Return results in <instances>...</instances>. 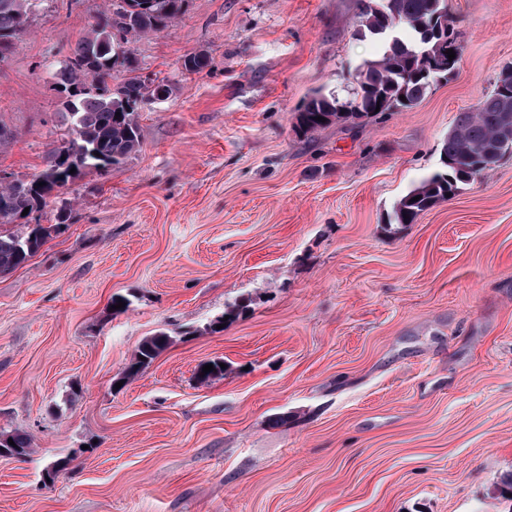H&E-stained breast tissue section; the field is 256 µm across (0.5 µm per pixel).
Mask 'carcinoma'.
I'll return each instance as SVG.
<instances>
[{"mask_svg": "<svg viewBox=\"0 0 512 512\" xmlns=\"http://www.w3.org/2000/svg\"><path fill=\"white\" fill-rule=\"evenodd\" d=\"M41 0H0V62L13 41L27 30V18ZM183 0H112L95 25L74 47L58 73L57 87L70 133L50 151L46 168L29 180L0 182V274L24 265L53 234L64 228L65 209L58 223L31 224L24 209L39 212L65 194L69 186L90 171L106 172L139 151L136 120L141 105L168 89L163 79L146 82L135 74L136 63L126 49L127 35L157 33L181 14ZM355 35L379 42L376 58L363 62L352 74V97L340 99L321 91L312 93L296 116L295 129L308 136L332 124H358L396 107L410 108L423 99L434 81L452 73L459 52L458 35L440 0H358ZM122 65L133 73L115 90L112 70ZM405 99H400V96ZM512 143V64L499 72L493 91L476 106L461 112L441 148L443 171L424 177L393 206L390 221L412 224L417 217L456 196L491 171L506 155L503 143ZM75 173H70V170ZM11 225L14 230H1ZM251 299L228 305L224 315L232 322L245 314ZM172 343L159 332L145 338L125 366L121 380L138 377ZM224 359L210 360L213 370L198 365L196 380L209 385L228 368ZM1 447L11 457L24 458L31 440L18 432H0Z\"/></svg>", "mask_w": 512, "mask_h": 512, "instance_id": "carcinoma-1", "label": "carcinoma"}]
</instances>
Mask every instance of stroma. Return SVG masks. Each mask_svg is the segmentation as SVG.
Instances as JSON below:
<instances>
[{
  "instance_id": "stroma-1",
  "label": "stroma",
  "mask_w": 512,
  "mask_h": 512,
  "mask_svg": "<svg viewBox=\"0 0 512 512\" xmlns=\"http://www.w3.org/2000/svg\"><path fill=\"white\" fill-rule=\"evenodd\" d=\"M107 2L43 0L0 63V171L32 178L65 139L52 66ZM446 6L453 74L308 137L306 99L346 96L377 54L357 0H184L131 42L170 87L139 151L71 185L65 232L0 274V430L34 441L0 457V512H512V155L390 221L512 63V0ZM158 332L172 344L119 383ZM215 358L230 372L198 385Z\"/></svg>"
}]
</instances>
